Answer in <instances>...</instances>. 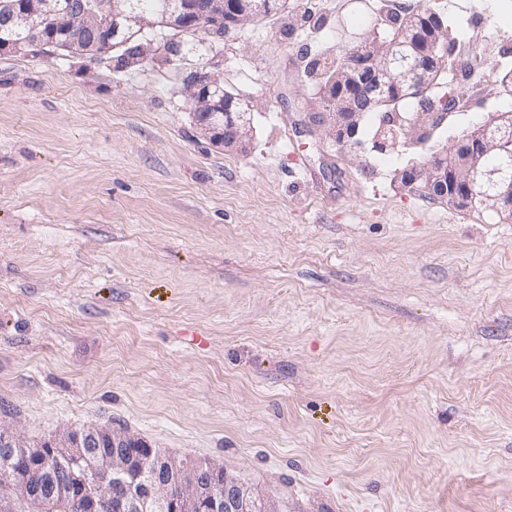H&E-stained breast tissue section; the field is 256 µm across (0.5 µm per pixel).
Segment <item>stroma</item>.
Returning a JSON list of instances; mask_svg holds the SVG:
<instances>
[{
	"instance_id": "35a3bbf8",
	"label": "stroma",
	"mask_w": 512,
	"mask_h": 512,
	"mask_svg": "<svg viewBox=\"0 0 512 512\" xmlns=\"http://www.w3.org/2000/svg\"><path fill=\"white\" fill-rule=\"evenodd\" d=\"M383 2L289 0L125 69L0 52V425L124 430L282 512H512V223L402 187L423 154L370 123L354 153L314 123L316 61ZM443 2L512 68V0ZM207 63L246 151L196 130ZM459 97L469 123L512 103Z\"/></svg>"
}]
</instances>
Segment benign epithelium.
I'll return each instance as SVG.
<instances>
[{
  "label": "benign epithelium",
  "mask_w": 512,
  "mask_h": 512,
  "mask_svg": "<svg viewBox=\"0 0 512 512\" xmlns=\"http://www.w3.org/2000/svg\"><path fill=\"white\" fill-rule=\"evenodd\" d=\"M256 0H159L151 13L134 0H29L0 11V31L27 34L56 23L67 36L61 49L81 57L104 53L98 33L112 31V47L128 46L140 59L150 49L138 42L147 27L185 35L204 32L214 38L235 31L259 16ZM391 25L411 30L368 45L365 55L347 57L323 74L338 95L317 126L345 148L359 145L358 133L369 111L400 129L391 139L375 138L380 152L400 147L427 150L426 159L409 165L400 181L462 209L493 202L492 209L512 222V113L494 112L446 140L440 130L452 116L426 106L400 112L405 97L422 98L441 86L453 56L440 41V17L425 9L398 12ZM199 133L212 144L244 150L253 126L251 112H226L230 92L224 80L204 65L185 78ZM495 157L498 164H488ZM0 474L10 480V494L0 512H282L271 497H261L229 477L216 462L183 465L159 452L144 438L109 427L66 431L52 439L29 442L0 426Z\"/></svg>",
  "instance_id": "1"
}]
</instances>
